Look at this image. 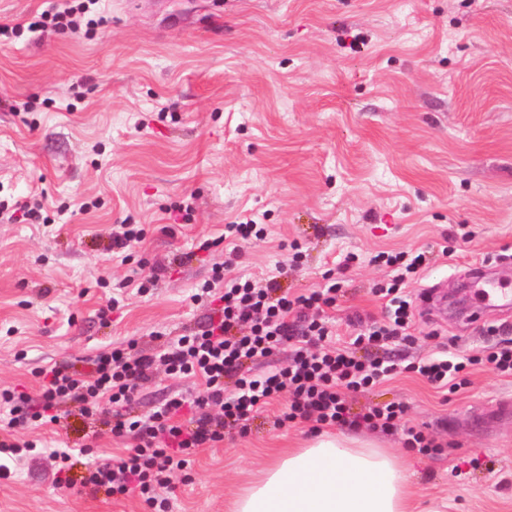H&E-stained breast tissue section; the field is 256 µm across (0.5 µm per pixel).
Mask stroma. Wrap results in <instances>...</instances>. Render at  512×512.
Listing matches in <instances>:
<instances>
[{
  "mask_svg": "<svg viewBox=\"0 0 512 512\" xmlns=\"http://www.w3.org/2000/svg\"><path fill=\"white\" fill-rule=\"evenodd\" d=\"M103 26L0 43V201L38 199L43 221L0 212V387L37 393L40 368L83 370L98 351L164 342L197 330L212 310L192 296L226 252L229 275L278 278L296 296L354 255L331 315L381 319L372 292L390 279L379 252L424 251L406 291L434 289L404 362L491 344L488 324L512 310L483 307L470 269L512 284V0H98ZM266 225L232 247L227 225ZM144 237L130 260L109 250L117 225ZM218 240L196 252L199 240ZM301 263L279 265L292 247ZM347 261V260H346ZM107 277L109 287L98 284ZM150 282L149 292L138 285ZM466 288L463 314L448 299ZM111 323L98 311L109 298ZM194 378L165 371L140 384L142 415L190 396ZM512 377L475 367L446 394L403 373L353 395V410L407 407V425L444 447L428 456L399 435L361 430L405 460L421 505L512 512ZM258 415L247 436L201 449L190 479H173L174 512H229L265 462L311 437L309 424ZM48 448L88 445L99 457L129 440L69 416L20 430ZM0 512H145L54 484L49 458L0 480Z\"/></svg>",
  "mask_w": 512,
  "mask_h": 512,
  "instance_id": "stroma-1",
  "label": "stroma"
}]
</instances>
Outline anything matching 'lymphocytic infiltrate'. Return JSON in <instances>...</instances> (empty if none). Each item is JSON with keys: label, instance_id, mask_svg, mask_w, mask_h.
Segmentation results:
<instances>
[{"label": "lymphocytic infiltrate", "instance_id": "obj_1", "mask_svg": "<svg viewBox=\"0 0 512 512\" xmlns=\"http://www.w3.org/2000/svg\"><path fill=\"white\" fill-rule=\"evenodd\" d=\"M95 2L66 0L63 8L36 16L31 27L41 32L94 30L103 23L102 17L89 14ZM381 258L394 270L389 282L376 290L386 301L389 319L367 325L349 345L331 344L329 317L308 320L303 315L307 309L335 306L341 283L333 271L324 273V287L291 299L279 295L277 279L259 286L248 279L225 278L218 266L213 281L199 289L200 295L218 302L217 317L205 329L173 339L160 355L111 348L95 355L85 373L55 364L41 368L37 395L1 387L0 480L11 479L12 464L32 457L37 449L36 441L16 438L17 429L59 424L67 403L75 404L82 418L107 426L113 436L133 441L126 454L89 463L77 482L107 497L138 496L148 512H172V479L190 470L199 449L222 442L229 430L247 434L252 420L283 396L288 402L276 415V425L302 420L315 432L328 426L400 431L406 446L426 455L441 453V444L423 431L402 428L405 404L391 402L354 414L349 395L405 370L453 391L478 365L512 376V341L500 340V326L491 325L487 333L496 337V344L474 354H441L405 366L392 358L357 355L361 346L410 340L415 325L416 307L403 287L423 268L425 254L385 252ZM284 345L291 350L286 365L259 374L246 370V363L266 359ZM159 365L171 377L199 379V392L168 399L142 416L125 414L138 382L151 377Z\"/></svg>", "mask_w": 512, "mask_h": 512}]
</instances>
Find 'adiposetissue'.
<instances>
[{"mask_svg": "<svg viewBox=\"0 0 512 512\" xmlns=\"http://www.w3.org/2000/svg\"><path fill=\"white\" fill-rule=\"evenodd\" d=\"M231 512H414L407 469L383 448L323 435L275 456Z\"/></svg>", "mask_w": 512, "mask_h": 512, "instance_id": "obj_1", "label": "adipose tissue"}]
</instances>
